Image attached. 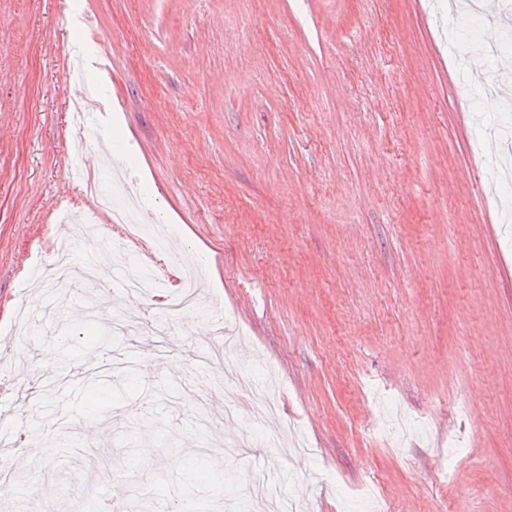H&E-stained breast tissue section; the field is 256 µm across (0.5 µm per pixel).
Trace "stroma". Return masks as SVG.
Returning <instances> with one entry per match:
<instances>
[{"label":"stroma","instance_id":"35a3bbf8","mask_svg":"<svg viewBox=\"0 0 512 512\" xmlns=\"http://www.w3.org/2000/svg\"><path fill=\"white\" fill-rule=\"evenodd\" d=\"M506 2L474 14L448 0H80L93 27L75 31L67 0H0V356L43 432L24 450L34 491H0V512L43 496L70 512L92 484L135 512H172L183 460L214 444L211 474L236 481L213 512H239L258 472L278 474L298 512H370L373 478L391 512H512V179L485 170L512 110L483 84L512 76V24L489 22ZM76 44L98 66L91 132L69 122ZM113 123L148 224L172 225L206 267L201 311L170 318L119 284L108 310L89 286L29 300L33 261L64 231L56 210L91 199L67 158ZM110 313L145 331L174 322V354L109 370L127 342L100 348ZM216 320L254 381L227 423L181 398L224 391L181 354ZM28 348L74 377L72 423L52 415L56 392L33 397L13 361ZM271 381L308 453L267 447L253 405ZM136 436L150 455L129 452ZM243 436L247 467L228 455Z\"/></svg>","mask_w":512,"mask_h":512}]
</instances>
